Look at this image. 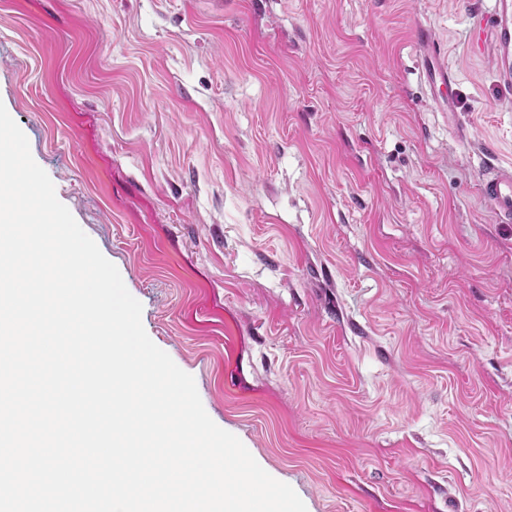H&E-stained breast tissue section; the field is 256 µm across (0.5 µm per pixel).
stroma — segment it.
Here are the masks:
<instances>
[{
    "label": "stroma",
    "mask_w": 512,
    "mask_h": 512,
    "mask_svg": "<svg viewBox=\"0 0 512 512\" xmlns=\"http://www.w3.org/2000/svg\"><path fill=\"white\" fill-rule=\"evenodd\" d=\"M494 0H0V103L209 417L307 512H512ZM434 30L445 111L415 32ZM481 193L503 224L512 223V166H498L483 180Z\"/></svg>",
    "instance_id": "obj_1"
}]
</instances>
